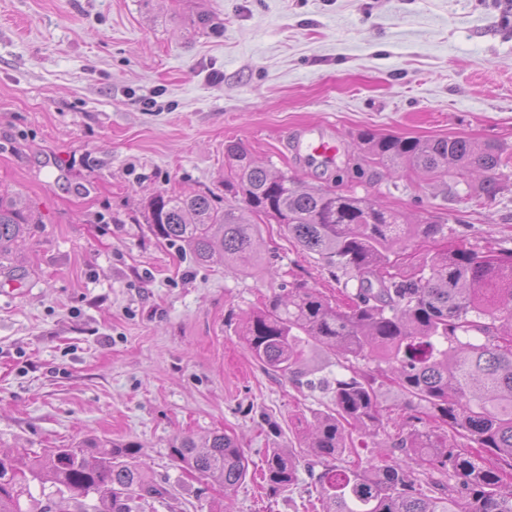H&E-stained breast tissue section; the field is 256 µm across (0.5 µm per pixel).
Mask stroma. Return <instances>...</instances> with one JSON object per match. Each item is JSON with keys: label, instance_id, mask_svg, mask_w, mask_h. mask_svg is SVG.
I'll list each match as a JSON object with an SVG mask.
<instances>
[{"label": "stroma", "instance_id": "35a3bbf8", "mask_svg": "<svg viewBox=\"0 0 512 512\" xmlns=\"http://www.w3.org/2000/svg\"><path fill=\"white\" fill-rule=\"evenodd\" d=\"M320 129L342 146L334 166L294 151L295 133ZM366 131L512 148V0H0V190L42 216L0 259V451L25 466L86 438L142 443L173 493L145 512H321L326 468L398 457L400 393L381 399L378 437L352 430L343 456L321 459L305 431L331 405L337 356L314 351V383L298 385L242 335L281 284L343 306L355 280L276 223L244 272L193 262L144 218L159 192L233 203L235 142L302 186L446 223L402 244L403 263L451 244L512 251V168L484 203L456 194L454 175L373 166ZM214 432L249 459L229 493L170 456L176 438ZM273 448L298 458L294 485L270 487Z\"/></svg>", "mask_w": 512, "mask_h": 512}]
</instances>
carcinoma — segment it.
I'll use <instances>...</instances> for the list:
<instances>
[{
	"mask_svg": "<svg viewBox=\"0 0 512 512\" xmlns=\"http://www.w3.org/2000/svg\"><path fill=\"white\" fill-rule=\"evenodd\" d=\"M373 163L392 170L405 162L430 177L483 175L475 196L495 200L501 169L512 152L465 138L420 139L367 133L362 137ZM224 190L239 198L221 205L210 192L158 193L148 202L147 223L157 236L188 248L191 258L214 254L242 269L261 264L255 217L274 220L303 250L357 281L350 303L333 305L315 288L283 283L250 317L244 337L253 357L267 369L300 382L308 354L332 351L348 374L334 379V409L315 417L309 447L336 459L348 448L347 427L378 436L379 404L390 382L405 405L432 420L410 425L397 439L402 459L370 471L325 469L317 479L322 512H512V251L495 254L453 246L426 252L409 268L392 258L394 246L412 236L444 234L445 225L428 218L416 224L382 208L371 198L324 188H301L288 176L256 163L238 143L226 147ZM34 212L0 194V256L11 252ZM373 358L379 375L359 372L353 362ZM449 427L485 449L494 460L448 445ZM138 442L83 440L51 448L31 461L28 471L0 455V512H24L28 479L50 484L86 512L84 499L102 494L104 512H140L147 498L170 490L143 466ZM180 467L196 472L229 493L249 469L244 451L225 433L190 436L171 446ZM448 471L461 485L456 495H428L411 476V465ZM299 461L283 448L266 458L273 488L291 485Z\"/></svg>",
	"mask_w": 512,
	"mask_h": 512,
	"instance_id": "cac0c4a2",
	"label": "carcinoma"
}]
</instances>
